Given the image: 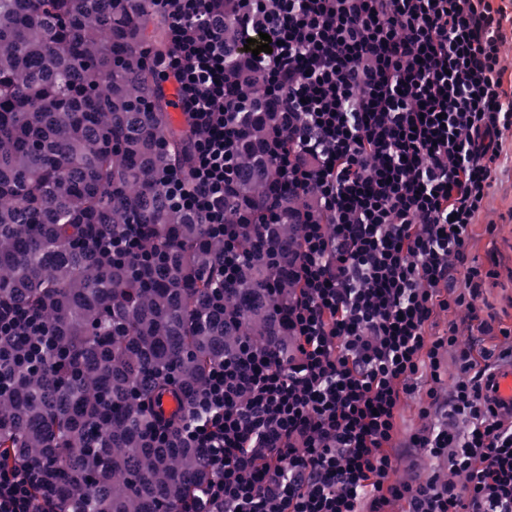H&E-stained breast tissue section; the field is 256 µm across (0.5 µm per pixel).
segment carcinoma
<instances>
[{"label": "carcinoma", "instance_id": "carcinoma-1", "mask_svg": "<svg viewBox=\"0 0 512 512\" xmlns=\"http://www.w3.org/2000/svg\"><path fill=\"white\" fill-rule=\"evenodd\" d=\"M169 20L152 0H0V302L42 306L73 367L12 370L0 391V449L59 480L56 512H176L211 477L197 448L146 438L144 395L202 388L243 336H265L264 289L288 286L280 253L247 235L256 259L224 287V318L207 273L224 243L170 209L167 168L190 136L171 126L149 75L168 49ZM274 107L251 114L238 147L240 191L263 198L260 166ZM143 226L167 252L143 279L130 264L100 263L84 225Z\"/></svg>", "mask_w": 512, "mask_h": 512}]
</instances>
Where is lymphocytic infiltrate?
<instances>
[{
    "mask_svg": "<svg viewBox=\"0 0 512 512\" xmlns=\"http://www.w3.org/2000/svg\"><path fill=\"white\" fill-rule=\"evenodd\" d=\"M169 49L152 56L191 120L188 172L170 170L168 206L224 244L211 301L243 277L240 241L288 211L287 287L270 291L280 339L242 337L178 413L149 398L150 436L202 449L212 473L179 512H512V416L483 394L488 356L440 312L465 309L512 355V328L478 303L495 264L470 257L472 228L512 136V86L500 64L512 15L499 0H154ZM269 34L249 57L276 106L264 152L277 188L238 199L236 140L255 102L226 85L224 30ZM239 223H230L227 208ZM86 242L105 260L150 259L137 225ZM52 332L37 305L0 304V366L45 365ZM458 373L447 393L440 358ZM422 427L402 433L406 398ZM421 449L447 478L396 477ZM55 478L0 453V512H54Z\"/></svg>",
    "mask_w": 512,
    "mask_h": 512,
    "instance_id": "f902f5d3",
    "label": "lymphocytic infiltrate"
}]
</instances>
